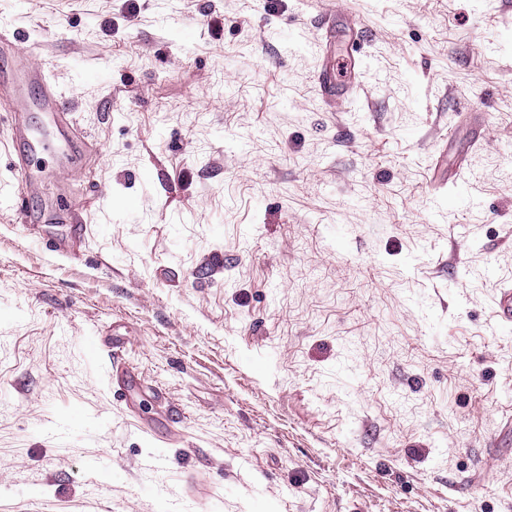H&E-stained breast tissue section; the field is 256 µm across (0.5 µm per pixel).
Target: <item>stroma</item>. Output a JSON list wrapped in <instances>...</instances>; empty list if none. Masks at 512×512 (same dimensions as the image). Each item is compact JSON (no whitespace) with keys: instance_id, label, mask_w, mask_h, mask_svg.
<instances>
[{"instance_id":"1","label":"stroma","mask_w":512,"mask_h":512,"mask_svg":"<svg viewBox=\"0 0 512 512\" xmlns=\"http://www.w3.org/2000/svg\"><path fill=\"white\" fill-rule=\"evenodd\" d=\"M338 4L333 102L330 0H0L80 146L0 117V512H512V0ZM326 32L337 34L341 28L350 24V36L346 45L347 58L336 62V72L323 70L316 75V83L323 98H340L350 95L360 87V79L355 73L356 55L366 41V30L361 24H354L346 14L337 13L321 19ZM342 64V66H340ZM21 79L27 84L38 85L41 88V96L33 103L40 112L57 113L61 122H55L57 141H47L34 133L24 122L18 120L15 128L16 139L22 148L17 153L19 164L18 174L23 185H31L32 173L27 168V160L41 153L51 156L62 155L61 162H72L75 156L78 143L73 135V127L66 115L70 110L66 107L65 99L57 91L48 77L43 66H30L21 71ZM62 142L63 146L59 145ZM467 114L472 123V136H471V140L469 142L468 149L466 150V153L460 157V160L458 163L457 174L460 178H462L461 175L465 171L468 155L471 153L472 149H475L479 145H481L483 138H484V131H485V127H486V124L482 118V115L479 112H467ZM494 300V318L500 325L512 323V287L502 285L496 288Z\"/></svg>"}]
</instances>
